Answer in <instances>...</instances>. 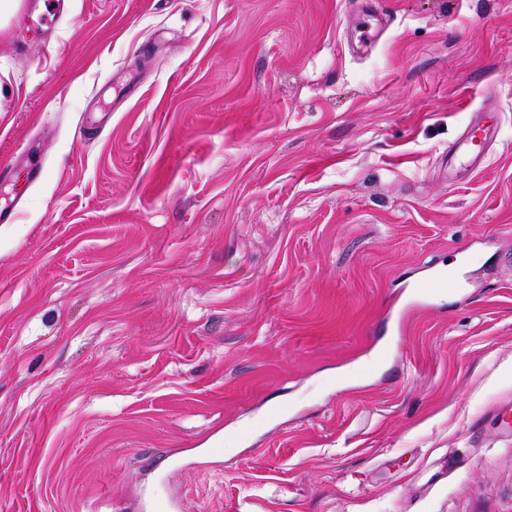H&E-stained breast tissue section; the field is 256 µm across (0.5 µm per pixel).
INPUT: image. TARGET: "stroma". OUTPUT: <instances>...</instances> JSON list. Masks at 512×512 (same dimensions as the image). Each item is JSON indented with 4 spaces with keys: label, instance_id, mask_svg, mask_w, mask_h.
<instances>
[{
    "label": "stroma",
    "instance_id": "stroma-1",
    "mask_svg": "<svg viewBox=\"0 0 512 512\" xmlns=\"http://www.w3.org/2000/svg\"><path fill=\"white\" fill-rule=\"evenodd\" d=\"M49 37L0 33V512H512V0H66ZM496 135V126L488 125L486 122L475 123L468 127L459 139V147L453 155L448 158L452 163L455 155L461 153L472 157L473 161H480L484 158L485 145ZM458 276L456 269L438 268L435 275L414 281L409 285L412 288V296L419 301L429 299L438 290L448 288V281H455Z\"/></svg>",
    "mask_w": 512,
    "mask_h": 512
}]
</instances>
